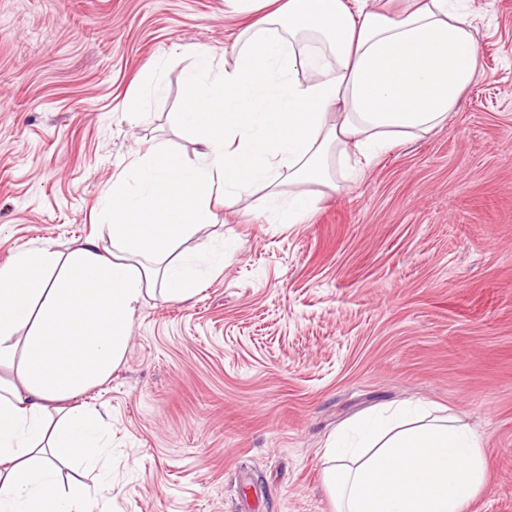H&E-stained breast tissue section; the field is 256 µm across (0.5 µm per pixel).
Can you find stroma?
Instances as JSON below:
<instances>
[{
    "label": "stroma",
    "instance_id": "obj_1",
    "mask_svg": "<svg viewBox=\"0 0 512 512\" xmlns=\"http://www.w3.org/2000/svg\"><path fill=\"white\" fill-rule=\"evenodd\" d=\"M464 6L484 74L441 127L319 188L304 223L257 190L180 244L199 291L146 297L83 397L111 418V512H335L327 438L417 401L486 439L466 512H512V0ZM239 26L224 0H0V265L102 234L155 148L195 159L185 77L198 50L233 67Z\"/></svg>",
    "mask_w": 512,
    "mask_h": 512
}]
</instances>
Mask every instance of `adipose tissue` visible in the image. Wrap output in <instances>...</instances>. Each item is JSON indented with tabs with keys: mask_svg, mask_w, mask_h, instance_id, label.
Wrapping results in <instances>:
<instances>
[{
	"mask_svg": "<svg viewBox=\"0 0 512 512\" xmlns=\"http://www.w3.org/2000/svg\"><path fill=\"white\" fill-rule=\"evenodd\" d=\"M246 17L234 67L196 54L178 119L204 145L164 150L112 185L108 237L68 255L25 248L0 266V512H108L100 483L58 491L59 467H95L108 416L82 397L123 360L145 296L198 290L172 247L253 189L296 224L348 153L370 163L441 125L484 69L463 0H224ZM289 184L281 194V184ZM336 512H465L484 489L482 437L401 406L356 421L322 454Z\"/></svg>",
	"mask_w": 512,
	"mask_h": 512,
	"instance_id": "ef3b65f1",
	"label": "adipose tissue"
}]
</instances>
